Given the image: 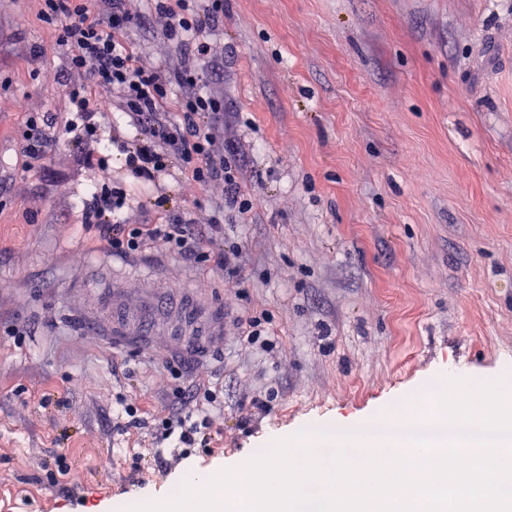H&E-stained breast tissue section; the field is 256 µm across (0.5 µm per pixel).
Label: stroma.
<instances>
[{"label":"stroma","instance_id":"1","mask_svg":"<svg viewBox=\"0 0 512 512\" xmlns=\"http://www.w3.org/2000/svg\"><path fill=\"white\" fill-rule=\"evenodd\" d=\"M123 40L168 72L182 53L152 0H130ZM200 41L222 67L199 78L224 99L245 214L218 211L178 156L155 180L135 174V134L110 89L104 164L73 165L61 138L40 158L21 139L30 116L72 117L69 49L38 0H0V512H105L177 492L186 466L159 471L150 421L174 404L165 366L191 387L224 391L208 467L261 452L269 435L314 417L396 408L440 373L512 372V0H224ZM114 182L132 219H219L246 247L237 276L146 246L122 258L85 224L88 188ZM222 309L220 348L191 355L112 335L113 289ZM262 311L276 347L248 345ZM23 326L15 345L8 328ZM138 398L145 427L118 431V396ZM267 402L253 408L252 398ZM64 448L82 500L47 472Z\"/></svg>","mask_w":512,"mask_h":512}]
</instances>
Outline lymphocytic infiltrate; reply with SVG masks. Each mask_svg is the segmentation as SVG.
<instances>
[{"label":"lymphocytic infiltrate","mask_w":512,"mask_h":512,"mask_svg":"<svg viewBox=\"0 0 512 512\" xmlns=\"http://www.w3.org/2000/svg\"><path fill=\"white\" fill-rule=\"evenodd\" d=\"M107 2L110 11L104 18L91 10L87 0H41L40 13L44 20L57 24L61 44L71 47L70 72L89 76L92 82L117 92L134 116L138 137L128 155L129 164L150 179L165 168L169 155H177L193 182L205 187L222 185L223 206L242 214L250 212L253 201L238 185L237 155L224 143V100L197 88L195 66L208 62L212 54L209 43L196 41L194 35L219 25L224 0H154L156 14L165 21L164 38L192 59L191 64L168 73L144 67L124 46L122 34L131 19L127 0ZM175 84L187 93L172 122L162 108ZM70 99L91 143L81 158L86 164L106 149L94 121L100 109L84 87L71 88ZM124 206L123 194L104 189L92 191L85 205L86 224L99 228L113 253L131 255L152 242L190 262L207 259L205 246L213 239L208 228L180 219L168 224H120L115 217ZM171 394L175 408L153 426L154 440L169 442L174 449L171 457L158 460L165 471L177 468L192 449L211 447L215 417L224 411L223 393L203 383L190 391L174 387Z\"/></svg>","instance_id":"obj_1"}]
</instances>
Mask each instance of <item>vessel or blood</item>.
I'll use <instances>...</instances> for the list:
<instances>
[{"mask_svg": "<svg viewBox=\"0 0 512 512\" xmlns=\"http://www.w3.org/2000/svg\"><path fill=\"white\" fill-rule=\"evenodd\" d=\"M107 303L115 313L114 334L135 339L140 334V314L155 307L156 300L148 294L132 296L116 292ZM158 328L165 333L169 346L179 350L210 348L224 342V315L207 303L195 313L174 309Z\"/></svg>", "mask_w": 512, "mask_h": 512, "instance_id": "vessel-or-blood-1", "label": "vessel or blood"}]
</instances>
